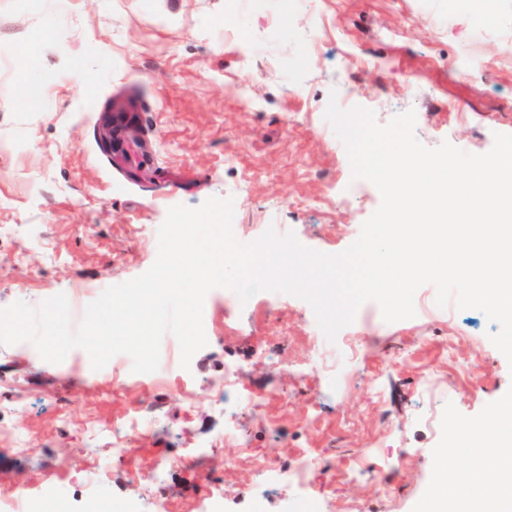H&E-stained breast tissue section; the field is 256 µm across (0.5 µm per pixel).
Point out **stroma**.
Listing matches in <instances>:
<instances>
[{
    "mask_svg": "<svg viewBox=\"0 0 512 512\" xmlns=\"http://www.w3.org/2000/svg\"><path fill=\"white\" fill-rule=\"evenodd\" d=\"M123 94L144 153L119 160L97 137ZM332 95L382 124L414 110L426 147L488 152L512 134V0H0V308L62 294L80 321L105 286L152 266L170 207L211 197L234 199L244 239L272 227L343 252L381 195L365 181L336 196L353 174L324 117ZM225 296L207 294L214 339L189 368L163 338L155 382L125 354L96 371L79 348L53 364L31 343L0 345V422L19 431L17 446L0 445V490L22 481L34 496L53 481L70 512H156L161 499L202 512L212 492L224 512H251L255 496L286 512L295 489L258 461L284 471L305 448L322 455L310 483L328 503L416 512L443 469L473 464L449 423L475 427L512 395V364L489 339L497 324L438 306L433 285L418 289L415 317L385 322L369 301L332 341L301 298L261 291L228 312ZM230 367L269 396L267 416L225 402ZM133 408L157 423L138 443L142 468L222 445L157 482L132 479L113 446ZM364 449L363 473L343 479Z\"/></svg>",
    "mask_w": 512,
    "mask_h": 512,
    "instance_id": "stroma-1",
    "label": "stroma"
}]
</instances>
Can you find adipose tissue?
I'll return each instance as SVG.
<instances>
[{
  "label": "adipose tissue",
  "instance_id": "1",
  "mask_svg": "<svg viewBox=\"0 0 512 512\" xmlns=\"http://www.w3.org/2000/svg\"><path fill=\"white\" fill-rule=\"evenodd\" d=\"M476 464L446 475L428 493L426 512H485L486 498L496 500L497 512H512V487L499 470L512 459V397L501 400L476 432L459 441Z\"/></svg>",
  "mask_w": 512,
  "mask_h": 512
}]
</instances>
